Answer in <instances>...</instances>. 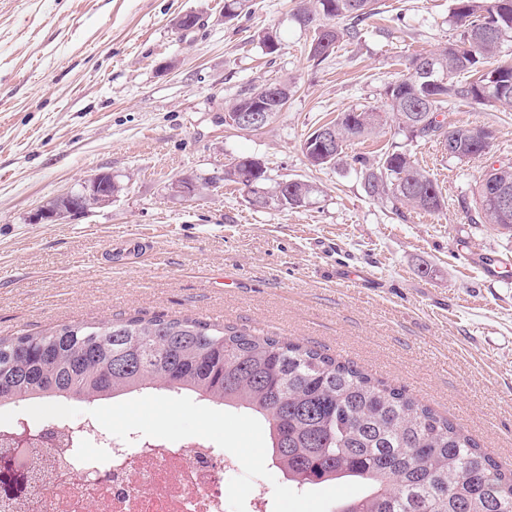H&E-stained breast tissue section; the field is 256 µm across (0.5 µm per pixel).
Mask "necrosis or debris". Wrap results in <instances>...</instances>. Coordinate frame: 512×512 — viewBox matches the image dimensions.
Segmentation results:
<instances>
[{
	"instance_id": "1",
	"label": "necrosis or debris",
	"mask_w": 512,
	"mask_h": 512,
	"mask_svg": "<svg viewBox=\"0 0 512 512\" xmlns=\"http://www.w3.org/2000/svg\"><path fill=\"white\" fill-rule=\"evenodd\" d=\"M0 426V457L26 472L23 498L0 512H229L224 485L241 465L210 440L122 439L93 417L38 426L19 448Z\"/></svg>"
}]
</instances>
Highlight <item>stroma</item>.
I'll return each instance as SVG.
<instances>
[{"label": "stroma", "mask_w": 512, "mask_h": 512, "mask_svg": "<svg viewBox=\"0 0 512 512\" xmlns=\"http://www.w3.org/2000/svg\"><path fill=\"white\" fill-rule=\"evenodd\" d=\"M300 0H0V336L130 315H192L328 349L409 392L512 467V234L462 206L490 167L512 163V108L453 100L447 128L482 126L488 153L449 159L436 140L387 129L350 153L410 152L437 180L430 215L366 195L342 160L301 145L340 112L382 109L406 60L452 43L453 0H379L376 16L323 59L294 18ZM186 12L198 24L178 30ZM277 30L266 53L257 34ZM288 102L261 131L224 111L261 84ZM259 157L271 182L319 193L298 209L252 206L224 184L228 159ZM109 173L108 206L58 222L34 213ZM189 177L200 193L171 192ZM480 256L505 259L483 277ZM372 286L346 283L339 267Z\"/></svg>", "instance_id": "stroma-1"}]
</instances>
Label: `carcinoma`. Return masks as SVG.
I'll list each match as a JSON object with an SVG mask.
<instances>
[{"label":"carcinoma","instance_id":"obj_1","mask_svg":"<svg viewBox=\"0 0 512 512\" xmlns=\"http://www.w3.org/2000/svg\"><path fill=\"white\" fill-rule=\"evenodd\" d=\"M375 10V0H306L295 18L313 32L310 56L323 58L352 36L335 21L360 22ZM452 18L459 39L413 56L406 75L384 84L383 111L355 108L330 121L336 146L323 165L342 160L350 141L378 135L389 120L415 140L456 135L457 161L488 153L490 130L464 125L448 132L436 116L452 99L512 106V61L488 67L512 38V0H454ZM274 88L272 120L288 101V85ZM235 160L224 165V181L262 189L251 200L256 207L299 208L318 193L306 181L270 187L252 156ZM350 166L371 198L429 214L445 205L436 180L405 151L355 155ZM504 183L512 188L511 164L486 173L471 195L479 217L512 232V218H497L489 204ZM148 390L188 394L264 421L270 460L290 486L365 485L333 512H512V469L461 427L404 387L300 341L164 315L0 337V407L106 402Z\"/></svg>","mask_w":512,"mask_h":512}]
</instances>
